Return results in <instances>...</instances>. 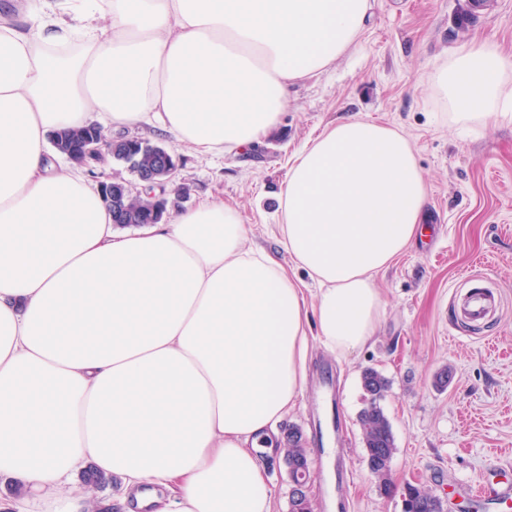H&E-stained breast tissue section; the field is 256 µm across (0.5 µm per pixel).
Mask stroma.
Masks as SVG:
<instances>
[{"label":"stroma","instance_id":"stroma-1","mask_svg":"<svg viewBox=\"0 0 512 512\" xmlns=\"http://www.w3.org/2000/svg\"><path fill=\"white\" fill-rule=\"evenodd\" d=\"M462 3L371 0L361 38L333 67L290 87L277 127L260 142L213 159L177 150L182 208L223 199L239 209L250 245L279 254L277 195L294 155L328 124L356 116L414 144L434 231L376 275L383 314L373 344L345 360L311 339L306 389L279 425L302 431L317 474L315 512H402L401 497L381 495L364 458L358 415L368 368L390 383L381 405L395 436L397 487L426 486L446 512H483L467 486L491 468H512V121L454 125L427 84L465 43L512 61V0H490L463 30ZM469 277L500 291L504 309L459 332L453 295Z\"/></svg>","mask_w":512,"mask_h":512}]
</instances>
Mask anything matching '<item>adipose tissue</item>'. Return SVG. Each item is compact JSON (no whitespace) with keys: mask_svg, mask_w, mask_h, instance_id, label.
Here are the masks:
<instances>
[{"mask_svg":"<svg viewBox=\"0 0 512 512\" xmlns=\"http://www.w3.org/2000/svg\"><path fill=\"white\" fill-rule=\"evenodd\" d=\"M369 0H34L0 16V512H273L259 456L303 394L310 335L375 336V275L428 202L397 129L347 117L295 154L278 196L291 263L206 199L121 226L50 133L150 127L202 157L272 130L294 82L361 36ZM512 64L465 45L428 76L458 123L512 109ZM319 291L307 305L289 267Z\"/></svg>","mask_w":512,"mask_h":512,"instance_id":"ef3b65f1","label":"adipose tissue"}]
</instances>
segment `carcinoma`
I'll list each match as a JSON object with an SVG mask.
<instances>
[{"label":"carcinoma","mask_w":512,"mask_h":512,"mask_svg":"<svg viewBox=\"0 0 512 512\" xmlns=\"http://www.w3.org/2000/svg\"><path fill=\"white\" fill-rule=\"evenodd\" d=\"M100 127L92 124L83 127L63 129L56 136V152L65 156L74 146L87 140L94 139L99 134ZM155 142L143 138L132 137L126 133H119L112 137V148L116 150V164L122 167H130L129 173L135 174L155 163L152 146ZM151 205L147 198L130 197L126 201V216L123 224L136 226L150 223ZM362 387L366 393V405L358 416V422L362 432V439L366 451V458L370 459L375 471L385 468V455L389 451H395V438L391 424L381 400L389 388L388 380L375 369H367L362 374ZM283 459L287 465L295 470H306L309 467V459L306 449L303 448V436L296 427H291L284 434ZM85 485L102 490L114 482L112 477L97 473L93 470L83 475ZM411 507L407 512H439L441 505L436 501L430 490L420 484H410L407 488Z\"/></svg>","instance_id":"1"}]
</instances>
